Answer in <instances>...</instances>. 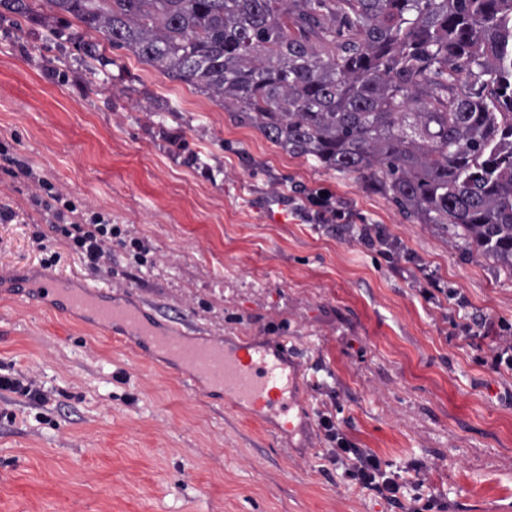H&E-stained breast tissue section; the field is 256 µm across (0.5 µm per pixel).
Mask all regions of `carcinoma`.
Wrapping results in <instances>:
<instances>
[{
    "label": "carcinoma",
    "instance_id": "cac0c4a2",
    "mask_svg": "<svg viewBox=\"0 0 512 512\" xmlns=\"http://www.w3.org/2000/svg\"><path fill=\"white\" fill-rule=\"evenodd\" d=\"M47 3L512 273V0Z\"/></svg>",
    "mask_w": 512,
    "mask_h": 512
}]
</instances>
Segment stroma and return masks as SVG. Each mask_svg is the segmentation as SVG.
I'll return each instance as SVG.
<instances>
[{"label": "stroma", "instance_id": "35a3bbf8", "mask_svg": "<svg viewBox=\"0 0 512 512\" xmlns=\"http://www.w3.org/2000/svg\"><path fill=\"white\" fill-rule=\"evenodd\" d=\"M85 38L46 0L19 24L0 7V143L118 230L111 262L86 266L21 171L0 168V206L16 213L0 222V375L48 398L0 391V512H413L431 499L512 512V371L487 365L499 337L464 330L512 324V273L128 50L89 74ZM310 190L351 223H306ZM364 222L394 260L360 244ZM425 274L442 288L431 301ZM32 278L98 285L197 342L286 349L303 399L293 433L25 294ZM324 415L386 471L418 470L398 504L348 477ZM0 390L19 394L35 405L43 406L47 403V397L44 392L36 387L32 380L21 375H18V377L1 375Z\"/></svg>", "mask_w": 512, "mask_h": 512}]
</instances>
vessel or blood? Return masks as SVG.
Wrapping results in <instances>:
<instances>
[{
	"label": "vessel or blood",
	"mask_w": 512,
	"mask_h": 512,
	"mask_svg": "<svg viewBox=\"0 0 512 512\" xmlns=\"http://www.w3.org/2000/svg\"><path fill=\"white\" fill-rule=\"evenodd\" d=\"M35 288L61 294L66 308L88 312L100 326L122 324L136 335L149 337L157 350L205 377L212 385L223 388L241 408L284 418L285 430H292L288 416L291 409L302 403L297 391V374L292 366L273 358L265 348L250 346L233 351L221 340L192 343L179 329L152 333L136 311L99 301L98 289L89 286L66 294L54 282L39 281Z\"/></svg>",
	"instance_id": "obj_1"
}]
</instances>
